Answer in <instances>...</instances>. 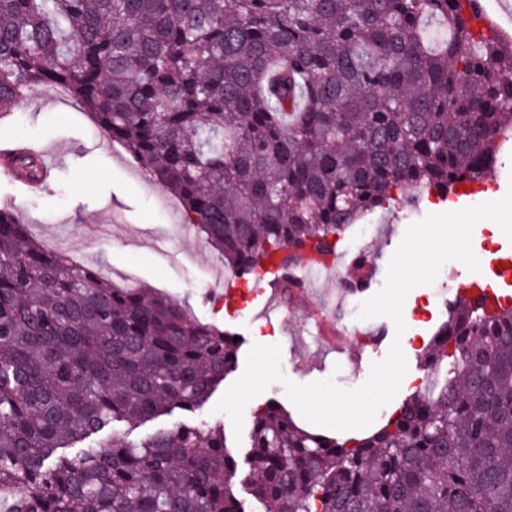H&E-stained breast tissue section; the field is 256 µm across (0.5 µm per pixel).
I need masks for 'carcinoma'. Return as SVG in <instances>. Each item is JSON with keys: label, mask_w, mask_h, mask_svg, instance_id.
I'll return each instance as SVG.
<instances>
[{"label": "carcinoma", "mask_w": 512, "mask_h": 512, "mask_svg": "<svg viewBox=\"0 0 512 512\" xmlns=\"http://www.w3.org/2000/svg\"><path fill=\"white\" fill-rule=\"evenodd\" d=\"M482 20L479 0H0V110L64 89L248 285L496 166L512 39ZM0 164L47 179L21 144ZM233 338L72 264L0 208V512H245L223 425L114 429L198 412L236 368ZM426 367L383 424L342 442L275 401L255 411L254 500L512 512V305L480 285L456 298Z\"/></svg>", "instance_id": "1"}]
</instances>
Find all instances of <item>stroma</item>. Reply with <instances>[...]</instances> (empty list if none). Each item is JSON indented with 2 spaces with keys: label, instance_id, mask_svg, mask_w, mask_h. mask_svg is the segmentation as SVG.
<instances>
[{
  "label": "stroma",
  "instance_id": "stroma-1",
  "mask_svg": "<svg viewBox=\"0 0 512 512\" xmlns=\"http://www.w3.org/2000/svg\"><path fill=\"white\" fill-rule=\"evenodd\" d=\"M24 142L48 159L46 188L21 193L0 168V208H10L38 241L67 249L81 265L95 266L113 286L131 280L186 307L190 318L218 325L239 337L241 354L253 345H279L286 381L305 385L331 378L343 389L363 385L373 363L385 360L389 343L370 346L378 327L394 332L386 317L358 319L360 305L384 285L389 261L411 221L398 210H379L366 219V251L373 262L366 291L349 295L324 271L306 276L304 295L292 303L268 302L249 293L224 266L222 256L198 232L183 230L180 201L164 192L117 142L100 131L91 116L56 88L36 85L4 117L0 140ZM512 188V146L497 170L466 197L469 206L503 198ZM474 255L484 257L479 272L460 261L444 263L433 284L407 295L401 347L408 370L393 405L412 395L425 376L423 355L448 317L460 283L483 277L494 282L489 260L512 257V240L494 235L489 221L471 232ZM235 289L226 300V289Z\"/></svg>",
  "mask_w": 512,
  "mask_h": 512
}]
</instances>
